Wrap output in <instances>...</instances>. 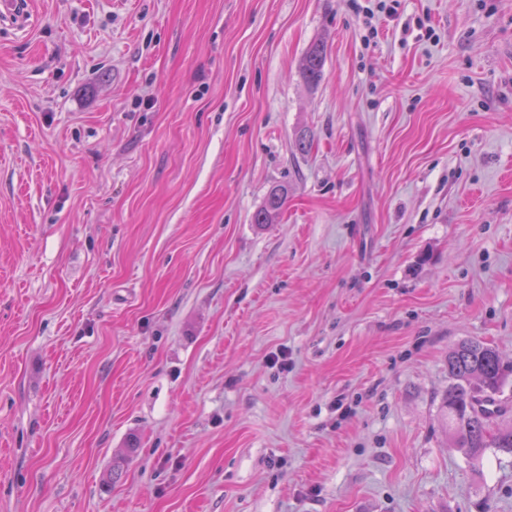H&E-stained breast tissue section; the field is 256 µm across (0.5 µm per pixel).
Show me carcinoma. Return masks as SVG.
<instances>
[{"label":"carcinoma","mask_w":512,"mask_h":512,"mask_svg":"<svg viewBox=\"0 0 512 512\" xmlns=\"http://www.w3.org/2000/svg\"><path fill=\"white\" fill-rule=\"evenodd\" d=\"M325 48L313 45L304 57L301 73L309 84L323 78ZM288 197V186L272 187L253 223L273 224ZM448 390L441 398L439 413L453 445L472 464L482 460L490 448L512 453V428L495 427L506 408L499 403L504 368L495 348L477 340L459 342L448 353Z\"/></svg>","instance_id":"cac0c4a2"}]
</instances>
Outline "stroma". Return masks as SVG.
I'll use <instances>...</instances> for the list:
<instances>
[{
    "mask_svg": "<svg viewBox=\"0 0 512 512\" xmlns=\"http://www.w3.org/2000/svg\"><path fill=\"white\" fill-rule=\"evenodd\" d=\"M27 10L0 22V512H512V455L469 464L438 410L481 340L512 426V0ZM325 60V48L322 44L313 45L304 57L301 65V73L309 84H317L323 78ZM287 197V185H277L272 187L266 196L263 206L253 217L254 224L264 225L275 223L283 209Z\"/></svg>",
    "mask_w": 512,
    "mask_h": 512,
    "instance_id": "obj_1",
    "label": "stroma"
}]
</instances>
